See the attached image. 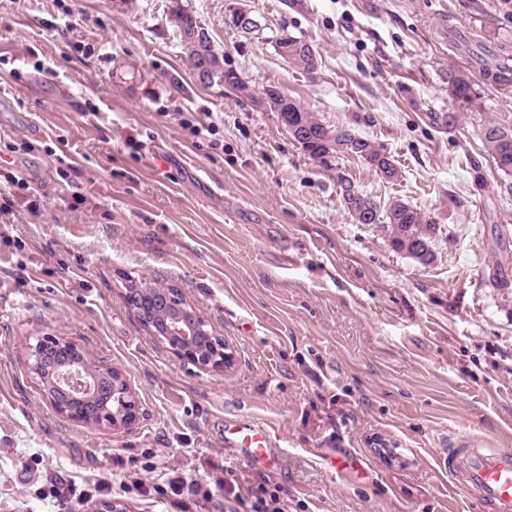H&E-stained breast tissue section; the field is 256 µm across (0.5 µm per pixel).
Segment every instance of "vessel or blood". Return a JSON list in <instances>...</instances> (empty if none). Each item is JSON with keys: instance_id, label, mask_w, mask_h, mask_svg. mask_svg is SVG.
Instances as JSON below:
<instances>
[{"instance_id": "vessel-or-blood-1", "label": "vessel or blood", "mask_w": 512, "mask_h": 512, "mask_svg": "<svg viewBox=\"0 0 512 512\" xmlns=\"http://www.w3.org/2000/svg\"><path fill=\"white\" fill-rule=\"evenodd\" d=\"M227 453L238 458L277 465V439L261 424L231 425L224 432ZM436 462L448 472L456 489L473 497L480 512H512V448L492 447L472 434L439 448Z\"/></svg>"}]
</instances>
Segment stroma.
<instances>
[{
    "label": "stroma",
    "instance_id": "stroma-1",
    "mask_svg": "<svg viewBox=\"0 0 512 512\" xmlns=\"http://www.w3.org/2000/svg\"><path fill=\"white\" fill-rule=\"evenodd\" d=\"M226 67L383 148L312 160L269 104L200 84L172 0H0V512H474L435 462L464 430L512 448V194L483 144L512 129V84L448 94L457 35L512 54V0H182ZM306 40V73L278 54ZM436 226L434 259L357 223L338 176ZM178 289L234 347V368L178 360L127 307L123 277ZM68 337L125 374L129 431L60 416L30 378V336ZM265 422L279 467L233 459L224 422ZM358 456L359 471L331 467ZM182 478L183 495L167 493ZM230 2L224 15V23L226 25L245 35L253 34L257 30L260 31L262 29L261 22L253 13L254 11L242 3L247 2L246 0ZM285 42H288V43H286L283 46L278 47V52L281 55V57L292 67H294L298 70H302L303 72L310 73L311 72L310 68H309L310 63H311L312 67H315L317 65L315 56L312 55L310 58V55L308 53H302V54H298V55L294 56V58L291 60L294 50H291V48H288V46L300 44L304 47V49H307L309 53L311 51H313L312 46L309 43H307L305 40H302L300 38H297V37H294V36H291L288 34L282 35V37H280L277 40V44H279V45H281L282 43H285ZM309 58H310V63H309ZM289 60H291V62H288Z\"/></svg>",
    "mask_w": 512,
    "mask_h": 512
}]
</instances>
